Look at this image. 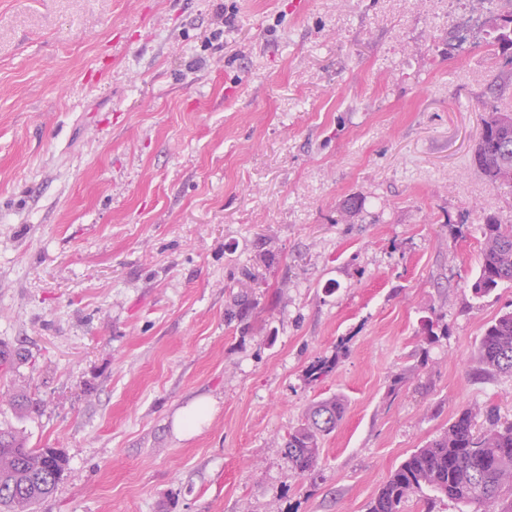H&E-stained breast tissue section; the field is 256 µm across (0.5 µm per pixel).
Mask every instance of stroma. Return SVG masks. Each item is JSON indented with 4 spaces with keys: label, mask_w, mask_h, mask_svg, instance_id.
<instances>
[{
    "label": "stroma",
    "mask_w": 512,
    "mask_h": 512,
    "mask_svg": "<svg viewBox=\"0 0 512 512\" xmlns=\"http://www.w3.org/2000/svg\"><path fill=\"white\" fill-rule=\"evenodd\" d=\"M476 13L0 0V427L69 459L33 512H367L461 407L512 421V376L477 360L512 285L471 291L484 212L512 222L471 164L512 0ZM336 394L299 476L281 445ZM212 404L206 398L193 400L184 407L175 418V430L181 437H190L197 431L200 421L211 414Z\"/></svg>",
    "instance_id": "1"
}]
</instances>
